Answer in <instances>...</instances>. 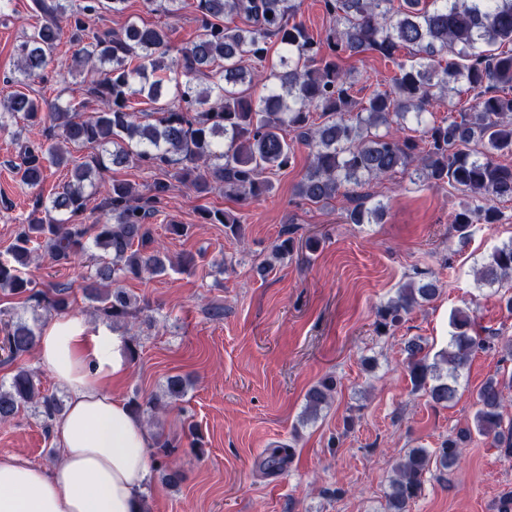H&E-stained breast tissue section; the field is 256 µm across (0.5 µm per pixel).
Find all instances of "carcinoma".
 <instances>
[{"instance_id":"obj_1","label":"carcinoma","mask_w":512,"mask_h":512,"mask_svg":"<svg viewBox=\"0 0 512 512\" xmlns=\"http://www.w3.org/2000/svg\"><path fill=\"white\" fill-rule=\"evenodd\" d=\"M127 0H33L40 23L24 34L16 47L14 85L0 97V132L17 140L29 127L50 116L45 140L28 141L14 166L18 183L39 187L49 167L69 169L61 191L49 200L34 198L35 209L51 215L20 225L6 260H0V290L22 296L32 319L9 312L0 318V349L11 360L28 354L40 336L42 315L66 314L71 309L68 284L36 288L26 276L33 257L42 249L60 267H71L88 254L82 288L94 310L112 324L126 327L144 313V300L122 283L147 274L164 276L193 258L173 262L154 246L146 224L170 184L157 179L151 195L142 199L136 185L114 181L105 190L109 221L88 227L76 221L100 193L103 174L113 167L147 164L162 172L173 166L188 189L207 194L214 190L239 200L269 193L267 175L291 166L294 146L283 132L290 131L310 150L311 161L297 187V195L312 204H327L342 196L351 204L346 223L363 224L380 206L364 207L356 189L415 167L427 182L449 185L468 200L455 211L452 229L465 240L473 224H496L502 217L497 203L512 201V165L497 157L512 155V0H324L333 26L322 43L295 21L299 0H147L156 9L177 17L192 7L197 30L188 46L173 50L170 29L149 27L131 18L119 34L88 32L80 14H122ZM237 16L242 26L224 24ZM78 46L70 63L62 64L71 77L97 76L85 88L98 103L95 115L82 119L73 103H55L43 112L42 99L19 90L40 76L58 55L63 25ZM283 46L278 61L269 60V44ZM415 48L406 61L396 60L402 47ZM366 51L396 63L399 74L389 90H374L365 104L353 99V71L337 59ZM450 52L454 60L439 57ZM199 75L206 81L198 83ZM260 84L256 98L237 86ZM463 84L476 92L470 112L423 129L426 148L400 135L407 123H423L436 95L445 96L451 85ZM153 105L151 112H133L134 100ZM90 145L96 154L72 162V149ZM204 219L224 225L226 235L244 238L240 220L223 210H207ZM98 252L87 246L89 230ZM296 239L283 233L272 245L273 262L292 255ZM512 281V239L495 247L477 270V282L503 288ZM440 293L438 280L423 277L403 285L377 309L376 332L387 335L415 309ZM453 331L446 348L430 354L419 337L405 342L406 369L412 385L430 400L446 407L458 393L460 379L477 351H495L502 361L512 360V337L482 336L474 329L470 309L458 308L451 318ZM336 379L324 377L305 395L304 418L314 420L329 405ZM183 378H167L162 395L137 397L129 407L138 416L182 400ZM512 372H498L477 390L474 431L492 440L502 456L512 459V419H505ZM32 408L45 430L62 414L61 400L40 390L35 375L20 367L8 385H0V423L20 410ZM471 431L461 430L440 446L410 448L394 469L386 491V512H409L423 490L426 475L436 478L456 468ZM154 463L168 484L183 480L168 458L174 442L159 433ZM292 456V446L269 448L262 467L281 470Z\"/></svg>"}]
</instances>
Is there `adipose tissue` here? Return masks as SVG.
<instances>
[{"label":"adipose tissue","mask_w":512,"mask_h":512,"mask_svg":"<svg viewBox=\"0 0 512 512\" xmlns=\"http://www.w3.org/2000/svg\"><path fill=\"white\" fill-rule=\"evenodd\" d=\"M38 357L69 394L54 423L62 460L46 469L0 455V512H142L154 442L107 389L127 371L120 337L63 316L42 329Z\"/></svg>","instance_id":"obj_1"}]
</instances>
